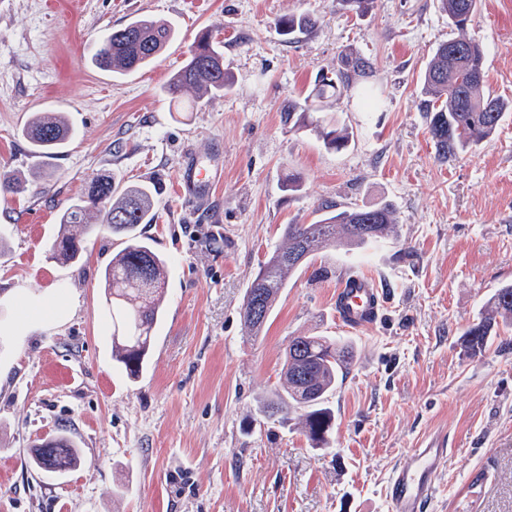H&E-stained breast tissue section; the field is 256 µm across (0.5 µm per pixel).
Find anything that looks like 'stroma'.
Masks as SVG:
<instances>
[{"label":"stroma","mask_w":512,"mask_h":512,"mask_svg":"<svg viewBox=\"0 0 512 512\" xmlns=\"http://www.w3.org/2000/svg\"><path fill=\"white\" fill-rule=\"evenodd\" d=\"M301 13L318 26L285 40L277 20ZM139 16L175 28L163 54L120 79L93 66L97 40ZM205 31L233 86L171 102L164 88ZM467 33L508 107L477 149L442 163L421 77L457 30L436 0H375L362 18L336 0H0V180L20 185L0 191V512H388L394 467L435 433L448 459L427 512H512V327L482 356L461 345L512 283V0H479ZM349 52L371 62L382 103L329 100L353 133L336 151L285 110L317 107L316 76ZM36 112L73 129L56 154L21 135ZM191 157L218 173L201 208L178 193ZM103 174L156 188L140 230L167 263L164 314L135 380L112 359L101 282L121 239L101 224L80 261L52 257L61 212ZM384 204L396 220L386 239L317 255L249 334L245 292L286 225ZM362 271L384 302L352 331L333 300ZM22 302L38 310L24 328ZM299 335L352 351L326 450L298 425L257 421ZM60 429L81 462L51 478L26 461Z\"/></svg>","instance_id":"1"}]
</instances>
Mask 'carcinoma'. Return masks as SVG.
<instances>
[{"label":"carcinoma","mask_w":512,"mask_h":512,"mask_svg":"<svg viewBox=\"0 0 512 512\" xmlns=\"http://www.w3.org/2000/svg\"><path fill=\"white\" fill-rule=\"evenodd\" d=\"M341 9L358 17L366 16L374 0H337ZM439 10L455 24L459 35L440 43L424 70L421 92L429 131L438 156L451 159L479 145L497 128L504 101L485 91L484 51L481 43L466 34L477 9V0H438ZM317 19L308 14L278 19L282 35L295 40L312 31ZM174 39V30L165 21L137 17L102 36L93 53L96 64L123 77L153 63ZM372 73L364 57L342 56L336 72L318 75L314 82L317 99L335 97L357 90L368 108L378 106L375 89L366 84ZM233 79L224 69V53L208 32L194 43L190 57L167 84L175 98L186 88L201 94L217 95L231 88ZM288 121L318 130L329 148L340 150L350 140L347 128H338L324 119L313 120L297 104L288 103ZM72 129L59 112L34 115L23 134L37 154L49 155L70 137ZM154 188L129 185L118 188L112 177H94L85 196L69 204L59 220L53 258L75 263L84 252L86 238L93 232L90 214L102 215L112 233L125 238V247L112 257L104 274L105 309L112 324V359L122 365L131 379L139 377L153 332L162 314L161 285L166 279V262L137 235L136 228L152 220ZM395 226L394 211L388 205L354 206L339 212H326L312 224H288L282 244L259 267L244 303V325L253 336L262 331L278 294L300 269L313 258L338 245L360 246L388 236ZM501 324H512V284L495 292L478 320L463 332V343L472 357L483 355ZM347 346L331 336H295L288 344L280 388L262 406L265 423L286 424L297 414L298 425L313 448L329 444L334 414L328 397L336 391L339 373L349 364ZM53 463L42 473L61 477L79 463L76 446L69 436L59 434L52 441Z\"/></svg>","instance_id":"1"}]
</instances>
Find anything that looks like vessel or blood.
Returning <instances> with one entry per match:
<instances>
[{"mask_svg": "<svg viewBox=\"0 0 512 512\" xmlns=\"http://www.w3.org/2000/svg\"><path fill=\"white\" fill-rule=\"evenodd\" d=\"M212 180V173L193 167L186 170L179 191L198 202ZM382 304L383 295L376 279L365 272L345 277L334 298L337 319L351 328L373 322ZM447 453L444 437L435 435L403 457L387 487L389 512H426Z\"/></svg>", "mask_w": 512, "mask_h": 512, "instance_id": "1", "label": "vessel or blood"}]
</instances>
